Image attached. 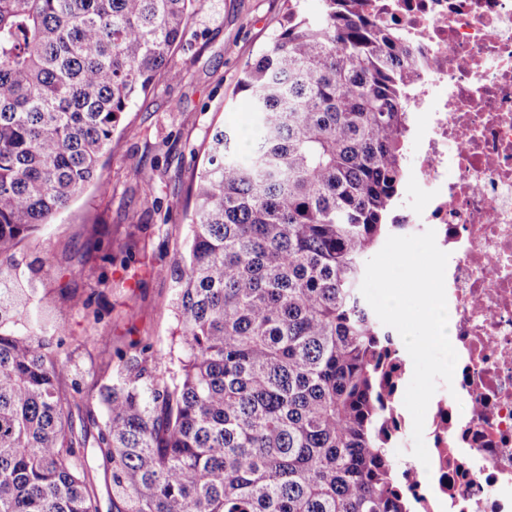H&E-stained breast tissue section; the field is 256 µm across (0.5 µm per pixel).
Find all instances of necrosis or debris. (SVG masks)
<instances>
[{
	"instance_id": "necrosis-or-debris-1",
	"label": "necrosis or debris",
	"mask_w": 512,
	"mask_h": 512,
	"mask_svg": "<svg viewBox=\"0 0 512 512\" xmlns=\"http://www.w3.org/2000/svg\"><path fill=\"white\" fill-rule=\"evenodd\" d=\"M419 65L409 206L448 252L451 394L425 419L426 512H512V0H371Z\"/></svg>"
}]
</instances>
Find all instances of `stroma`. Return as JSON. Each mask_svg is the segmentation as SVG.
Listing matches in <instances>:
<instances>
[{"label": "stroma", "instance_id": "35a3bbf8", "mask_svg": "<svg viewBox=\"0 0 512 512\" xmlns=\"http://www.w3.org/2000/svg\"><path fill=\"white\" fill-rule=\"evenodd\" d=\"M287 0H202L170 64L181 80L159 82L123 116L99 166L107 192L86 187L45 229L15 249L42 280L41 296L67 325L62 360L87 381H106L115 350L166 349L174 318L172 265L188 234L189 191L216 131L250 135L247 99L236 90L245 65L271 41ZM151 175L144 194L140 173ZM81 296L89 309L70 308Z\"/></svg>", "mask_w": 512, "mask_h": 512}]
</instances>
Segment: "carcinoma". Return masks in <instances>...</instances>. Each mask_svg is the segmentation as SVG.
<instances>
[{"label": "carcinoma", "mask_w": 512, "mask_h": 512, "mask_svg": "<svg viewBox=\"0 0 512 512\" xmlns=\"http://www.w3.org/2000/svg\"><path fill=\"white\" fill-rule=\"evenodd\" d=\"M200 0H0V512H100L66 329L14 250L80 193ZM368 0H289L243 69L255 136L212 137L176 343L94 399L112 512H411L389 444L400 344L360 291L402 225L416 58Z\"/></svg>", "instance_id": "obj_1"}]
</instances>
